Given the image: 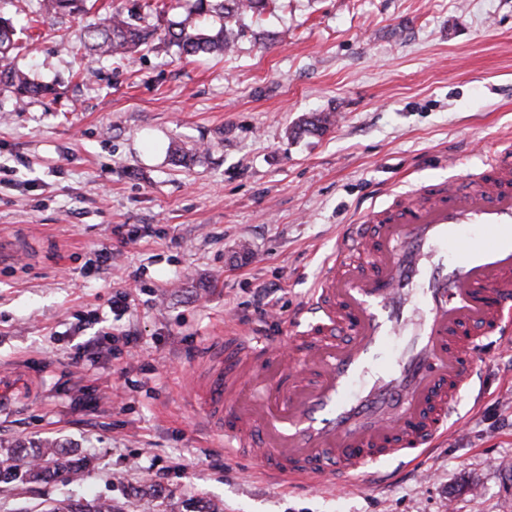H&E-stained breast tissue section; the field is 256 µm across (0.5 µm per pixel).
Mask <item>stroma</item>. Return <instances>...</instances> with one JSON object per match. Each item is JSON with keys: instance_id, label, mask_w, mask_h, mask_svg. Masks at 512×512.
<instances>
[{"instance_id": "35a3bbf8", "label": "stroma", "mask_w": 512, "mask_h": 512, "mask_svg": "<svg viewBox=\"0 0 512 512\" xmlns=\"http://www.w3.org/2000/svg\"><path fill=\"white\" fill-rule=\"evenodd\" d=\"M111 3L18 34L10 64L50 93L0 86V442L89 461L69 484H0V512H151L152 484L175 512H512V349L492 339L424 464L341 491L225 452L189 390L228 333L285 334L343 225L512 142V0H278L231 55L120 66L81 48ZM319 113L334 123L306 132ZM262 285L276 317L254 310ZM89 340L91 376L70 361ZM62 501L59 505L52 506L43 512H121L112 505V499H97L86 504L80 501L68 499L67 503Z\"/></svg>"}]
</instances>
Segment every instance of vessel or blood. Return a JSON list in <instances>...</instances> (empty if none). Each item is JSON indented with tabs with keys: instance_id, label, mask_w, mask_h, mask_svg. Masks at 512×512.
Segmentation results:
<instances>
[{
	"instance_id": "b4317fda",
	"label": "vessel or blood",
	"mask_w": 512,
	"mask_h": 512,
	"mask_svg": "<svg viewBox=\"0 0 512 512\" xmlns=\"http://www.w3.org/2000/svg\"><path fill=\"white\" fill-rule=\"evenodd\" d=\"M462 179L348 225L298 334L226 337L241 367L210 362L196 392L230 451L275 478L335 487L447 437L484 339L512 342V149Z\"/></svg>"
}]
</instances>
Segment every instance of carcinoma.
Wrapping results in <instances>:
<instances>
[{"instance_id": "1", "label": "carcinoma", "mask_w": 512, "mask_h": 512, "mask_svg": "<svg viewBox=\"0 0 512 512\" xmlns=\"http://www.w3.org/2000/svg\"><path fill=\"white\" fill-rule=\"evenodd\" d=\"M43 13L55 18L73 17L88 13L94 0H42ZM278 0H193L189 16L203 19V24H191L185 19L164 27L144 23L145 17L159 13L153 0H138L132 7L112 5V10L98 24L88 27L84 47L94 58L109 59L116 64L131 59L142 46L164 41L178 48L185 56L199 54L224 55L232 52L246 34L240 19L250 16L258 20L273 13ZM33 28L28 19L20 26L10 18L0 16V60L8 59L19 30ZM0 84L9 88L18 99L38 96L45 87L31 79L25 71L0 66ZM87 461L53 442L32 450L24 457L12 446L0 445V484H10L24 476L33 480L55 479L67 474L70 479L81 477ZM44 512H118L110 499H97L86 504L67 500Z\"/></svg>"}]
</instances>
